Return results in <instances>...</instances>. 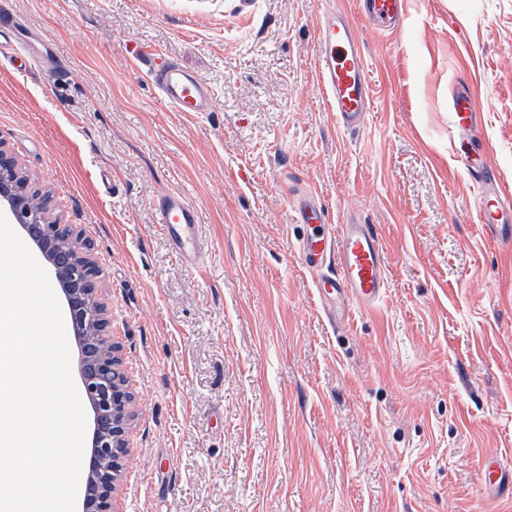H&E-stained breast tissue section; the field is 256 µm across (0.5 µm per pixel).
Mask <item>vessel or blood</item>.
Returning <instances> with one entry per match:
<instances>
[{
  "label": "vessel or blood",
  "instance_id": "1",
  "mask_svg": "<svg viewBox=\"0 0 512 512\" xmlns=\"http://www.w3.org/2000/svg\"><path fill=\"white\" fill-rule=\"evenodd\" d=\"M362 12L373 26L394 29L404 16L403 0H362ZM317 73L326 92L329 111L338 126L358 132L370 110V74L358 29L336 0H324L317 19ZM16 31L17 54L43 62L51 54V42L33 38L16 18L0 20V29ZM157 87L160 100L178 112H207L214 98L198 76L170 61L155 66L151 55L140 58ZM474 104L469 95L454 103L448 124L467 133L475 124ZM465 168L482 188L478 205L480 223L501 236L512 238V203L504 200L494 176L488 153L481 148L467 156ZM301 221L309 227L299 241L302 263L315 277V287L325 313L334 320L348 317L352 305L371 307L386 292L387 269L384 246L376 225L355 220L330 224L324 211L310 199L298 204ZM156 220L167 236L174 254L187 267H197L203 258L202 226L198 212L179 191L163 194L155 206ZM484 483L494 490H512V471L497 458H489L483 471Z\"/></svg>",
  "mask_w": 512,
  "mask_h": 512
}]
</instances>
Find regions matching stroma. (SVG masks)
I'll use <instances>...</instances> for the list:
<instances>
[{
	"label": "stroma",
	"mask_w": 512,
	"mask_h": 512,
	"mask_svg": "<svg viewBox=\"0 0 512 512\" xmlns=\"http://www.w3.org/2000/svg\"><path fill=\"white\" fill-rule=\"evenodd\" d=\"M321 0H0L56 44L0 58V140L92 246L134 397L117 512H512V240L477 221L481 139L512 200V0H404L360 25L366 128L343 134L316 73ZM215 104L177 112L140 51ZM474 134L448 126L462 88ZM187 193L206 262L171 251L155 203ZM309 191L377 225L388 288L340 326L297 242ZM363 13L373 26L382 30L394 29L404 16L402 0H362ZM483 481L495 491L510 489L512 498V471L507 470L497 457L488 459L483 471Z\"/></svg>",
	"instance_id": "stroma-1"
}]
</instances>
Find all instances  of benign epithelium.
Returning a JSON list of instances; mask_svg holds the SVG:
<instances>
[{
	"label": "benign epithelium",
	"instance_id": "obj_1",
	"mask_svg": "<svg viewBox=\"0 0 512 512\" xmlns=\"http://www.w3.org/2000/svg\"><path fill=\"white\" fill-rule=\"evenodd\" d=\"M0 212L17 225L33 242L37 253L50 267L62 291L67 314L80 348L82 396L92 409L95 433L88 467L82 476L81 512H112L117 478L106 475L113 455L125 456L129 449L128 432L134 417L132 393L127 383L113 380L111 371L119 363L114 349L103 350L88 343V317L96 312L108 331L107 309L98 302L96 292L81 288L88 269L96 268L91 245L73 242L63 248L54 240L55 222L48 220L30 196L27 178L14 165V158L0 141Z\"/></svg>",
	"mask_w": 512,
	"mask_h": 512
}]
</instances>
